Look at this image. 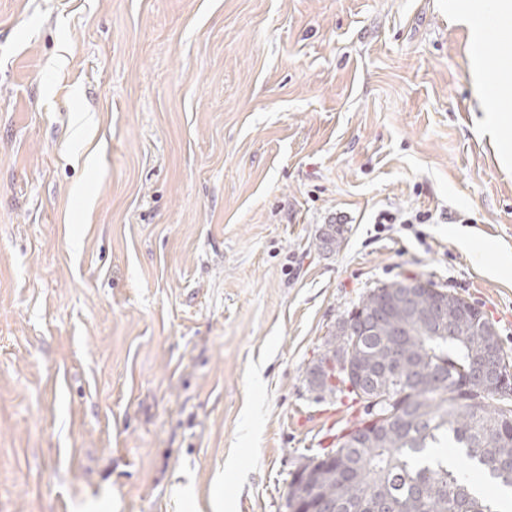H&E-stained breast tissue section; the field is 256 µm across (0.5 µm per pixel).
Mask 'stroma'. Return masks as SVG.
<instances>
[{"label":"stroma","mask_w":512,"mask_h":512,"mask_svg":"<svg viewBox=\"0 0 512 512\" xmlns=\"http://www.w3.org/2000/svg\"><path fill=\"white\" fill-rule=\"evenodd\" d=\"M470 68L448 0H0V512H288L363 416L306 371L385 283L512 356Z\"/></svg>","instance_id":"obj_1"}]
</instances>
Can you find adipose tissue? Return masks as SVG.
<instances>
[{
  "label": "adipose tissue",
  "mask_w": 512,
  "mask_h": 512,
  "mask_svg": "<svg viewBox=\"0 0 512 512\" xmlns=\"http://www.w3.org/2000/svg\"><path fill=\"white\" fill-rule=\"evenodd\" d=\"M448 16L468 31L482 122L490 136L501 139L504 158H511L512 140L502 133L512 128V49H504L498 38L512 33V0H448ZM488 70L497 73V82L483 80Z\"/></svg>",
  "instance_id": "obj_1"
}]
</instances>
